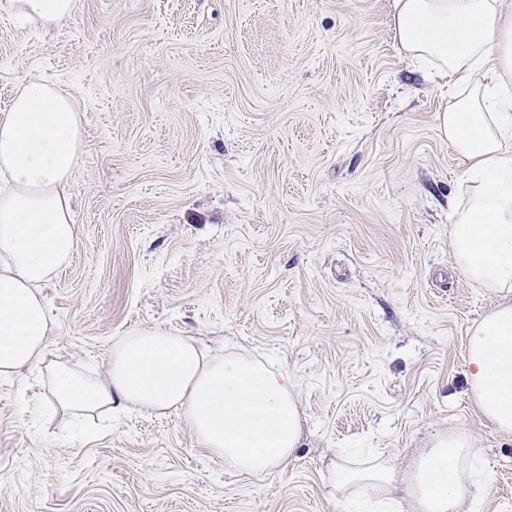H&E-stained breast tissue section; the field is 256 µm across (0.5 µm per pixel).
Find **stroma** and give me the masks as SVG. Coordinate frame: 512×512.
Instances as JSON below:
<instances>
[{
	"instance_id": "stroma-1",
	"label": "stroma",
	"mask_w": 512,
	"mask_h": 512,
	"mask_svg": "<svg viewBox=\"0 0 512 512\" xmlns=\"http://www.w3.org/2000/svg\"><path fill=\"white\" fill-rule=\"evenodd\" d=\"M75 4L51 31L0 13V111L40 76L84 127L79 246L42 290L48 362L97 369L128 332L166 329L288 373L302 438L260 476L174 410L83 442L25 370L0 379V512H349L329 482L341 450L405 473L441 434L491 488L459 512H512V433L466 378L498 299L453 256L451 91L401 53L391 0Z\"/></svg>"
}]
</instances>
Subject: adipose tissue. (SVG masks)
Instances as JSON below:
<instances>
[{
    "mask_svg": "<svg viewBox=\"0 0 512 512\" xmlns=\"http://www.w3.org/2000/svg\"><path fill=\"white\" fill-rule=\"evenodd\" d=\"M0 4L47 29L75 12L74 0ZM392 28L403 54L464 88L439 116L469 188L452 205L450 236L464 275L500 296L467 337L466 369L479 414L512 433V11L504 0H393ZM82 140L77 103L46 79L26 80L0 112V378L42 365L71 417L173 409L228 468L282 466L300 445L301 419L291 377L259 361L211 358L188 337L142 328L112 346L104 376L46 365L54 323L41 288L78 249L66 187ZM462 446L437 437L406 477L380 464L360 474L336 466L331 478L402 489L412 512H458L467 495L486 492L477 472L461 474Z\"/></svg>",
    "mask_w": 512,
    "mask_h": 512,
    "instance_id": "adipose-tissue-1",
    "label": "adipose tissue"
}]
</instances>
